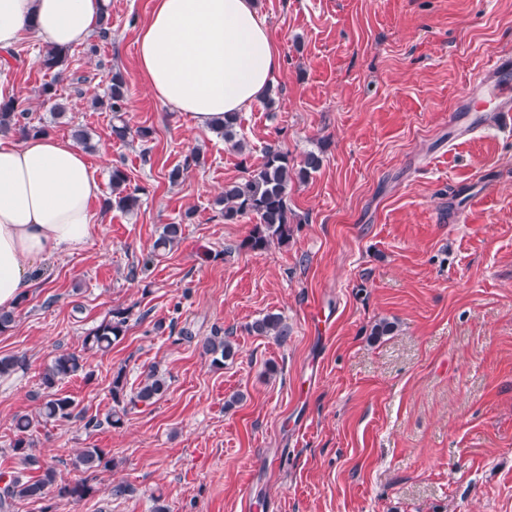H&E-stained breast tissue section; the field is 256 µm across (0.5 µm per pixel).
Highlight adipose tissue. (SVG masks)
I'll return each mask as SVG.
<instances>
[{
	"label": "adipose tissue",
	"mask_w": 512,
	"mask_h": 512,
	"mask_svg": "<svg viewBox=\"0 0 512 512\" xmlns=\"http://www.w3.org/2000/svg\"><path fill=\"white\" fill-rule=\"evenodd\" d=\"M105 0H0V52L28 33L49 45L81 44ZM137 66L169 110L206 127L263 98L281 50L255 0H154L137 37ZM101 187L70 139L0 136V308L16 309L42 263L83 250L99 234Z\"/></svg>",
	"instance_id": "ef3b65f1"
}]
</instances>
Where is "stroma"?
Instances as JSON below:
<instances>
[{"label":"stroma","mask_w":512,"mask_h":512,"mask_svg":"<svg viewBox=\"0 0 512 512\" xmlns=\"http://www.w3.org/2000/svg\"><path fill=\"white\" fill-rule=\"evenodd\" d=\"M256 2L282 67L271 102L239 115L241 152L148 89L135 47L153 0H107L108 38L71 47L64 117L34 93L50 79L41 40L0 65V96L31 124L90 132L102 195L98 238L43 264L0 333V357L26 358L0 378V471L17 465L13 420L37 413L45 366L82 352L91 378L59 390L85 416L110 411L120 370L134 389L158 365L168 390L118 428L36 426L33 454L65 480L81 449L110 459L93 496L55 512H244L248 493L254 512H512V130L461 106L512 50V0ZM115 68L131 123L154 131L150 153L113 140L111 113L91 106ZM270 144L322 164L289 188V241L253 252L255 217L225 221L215 199ZM195 148L203 161L187 165ZM116 165L142 189L134 211L103 207ZM174 223L182 241L143 268ZM117 307L125 337L84 352ZM268 313L288 322L285 342L250 333ZM382 320L394 331L373 335ZM207 336L229 337L234 359L213 366ZM119 483L131 494L114 497Z\"/></svg>","instance_id":"stroma-1"}]
</instances>
